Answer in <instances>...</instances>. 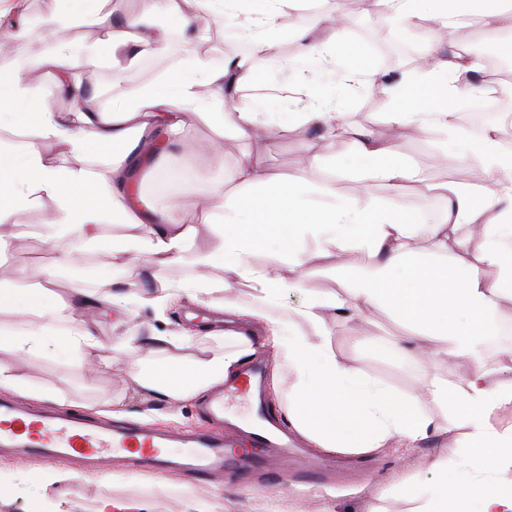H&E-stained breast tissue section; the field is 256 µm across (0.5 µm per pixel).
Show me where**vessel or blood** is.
Instances as JSON below:
<instances>
[{"mask_svg": "<svg viewBox=\"0 0 512 512\" xmlns=\"http://www.w3.org/2000/svg\"><path fill=\"white\" fill-rule=\"evenodd\" d=\"M262 387V369L252 364L212 395L207 404L210 420L223 422L233 405L245 404L261 421L253 429L239 426L227 433L162 430L137 422L112 428L78 415L37 413L19 400L4 401L0 403V446L58 462L122 460L158 470L180 464L202 476L243 466L266 470L273 454L287 452L291 443L260 396Z\"/></svg>", "mask_w": 512, "mask_h": 512, "instance_id": "b4317fda", "label": "vessel or blood"}]
</instances>
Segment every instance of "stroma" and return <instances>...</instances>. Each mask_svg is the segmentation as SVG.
Returning <instances> with one entry per match:
<instances>
[{
	"mask_svg": "<svg viewBox=\"0 0 512 512\" xmlns=\"http://www.w3.org/2000/svg\"><path fill=\"white\" fill-rule=\"evenodd\" d=\"M56 7L55 0H26L24 11L37 29L20 39L21 49L35 48L48 37L75 42L91 38V31L78 27L62 32L50 29L49 20ZM356 18V24L346 33L347 38L372 50L378 68L387 74L409 71L433 39L432 32L422 28L416 17L398 28L376 23L375 12L369 10L357 13ZM472 44L485 45L505 62L512 63L511 25L484 24L463 36L449 32L444 50L452 53ZM389 107L386 91L372 88L358 96L334 138L325 140L320 132L297 126L289 127L274 142L266 141L260 132L248 140L226 138L223 168L232 169L244 153L257 146L263 150L267 165L274 173L294 177L300 173L306 156L346 153L350 147L351 127L367 129L379 139L386 138L388 126L384 114ZM402 152L420 174V182L396 195L381 186L376 192L387 198L392 207L410 216L420 214L427 206L422 194L424 184H467L468 172L480 161L479 155L472 151L463 152L456 161H446L444 137L432 130L423 136L413 134L405 138ZM135 183L141 195L158 206L177 202V216L200 223L196 193L183 191L177 197H170L142 168L135 173ZM128 233V228L112 225L108 230V246H95L77 256L78 263L89 260L97 269L111 270V279L90 280L65 273L56 287L57 294L67 298L78 289L104 288L110 284L134 296L141 294L145 280L131 275L126 267ZM68 246L65 239L54 246L46 243L41 228L35 227L30 217H22L13 241L17 283H27L31 270L55 264ZM398 332L390 312L376 307L364 310L360 325L336 323L332 339L340 354L399 390L412 392L437 376L458 379L470 373V365L449 355L439 356L425 372L417 373L389 354L379 353L376 339L390 340ZM97 334L101 346L94 350V357L112 359L110 366L99 371L83 372L37 354L19 360L24 378L54 395L50 401H30V408L39 413H78L110 426L149 421L181 431H222V424L212 422L204 413L203 399L176 405L139 399L133 393L131 380L124 374L129 356L112 346L110 318H100ZM442 446V441L434 438L406 454L386 450L342 456L327 483L315 488L298 483L288 464L273 478H246L229 471L221 477H201L177 468L155 471L136 467L127 479L118 480L101 467L79 462L68 465L73 473L71 480L39 488L31 483L30 473L49 466V459H22L14 449L0 447V473L15 480L12 491L0 496V512H98L106 501L137 504L146 507L148 512H184L190 502L215 505L221 507L222 512H263L270 502L275 503L279 512H371L376 506L383 512H407L409 504L405 496L388 488L391 476L405 472L420 480L431 479L433 473L427 463L434 460Z\"/></svg>",
	"mask_w": 512,
	"mask_h": 512,
	"instance_id": "obj_1",
	"label": "stroma"
}]
</instances>
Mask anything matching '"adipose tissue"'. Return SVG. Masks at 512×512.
<instances>
[{
    "mask_svg": "<svg viewBox=\"0 0 512 512\" xmlns=\"http://www.w3.org/2000/svg\"><path fill=\"white\" fill-rule=\"evenodd\" d=\"M323 2L140 0L138 13L119 30L111 13L89 16L73 5L58 10L52 24L67 28L88 17L108 29V37L78 45L56 40L0 65V129L32 127L64 157L56 162L33 142L20 152L0 138V315L10 317L0 322V348L94 370L100 363L87 353L99 340L89 312L108 308L123 322L133 317L135 305L148 304L162 316L189 298L227 313L235 326L163 330L143 338L132 328L120 334L117 346L131 351L142 343L154 357L150 363L135 359L127 370L142 399L192 400L223 384L264 346L281 361L272 384L288 387V424L314 447L361 455L448 440L447 454L430 464L432 480L392 477L389 487L406 495L409 512H512V423L497 421L512 410V378L490 383L486 368L490 341H499L501 353L512 358V144L499 137L498 122L476 130L468 124L467 110L491 105L479 84L464 80L478 71V63L460 54L443 59L438 46H431L430 65L386 83L385 122L394 138L381 141L355 127L349 153L312 158L314 166L365 181L368 188L360 195L337 196L330 181L306 174L279 177L259 152L247 153L229 175L205 188L201 213L213 239L194 254L189 248L195 225L133 196V150L147 141L159 146L151 156L158 179L184 186L195 179L191 158L206 156L223 165L224 132L244 139L294 125L335 135L359 89L380 72L373 56L346 37V25L324 13ZM382 2L378 20L391 26L418 16L444 26L475 13L489 21L512 20V0H493L484 10L481 0ZM291 10L300 21L288 29L281 19ZM213 25L235 48L219 62L190 48ZM320 25L326 36H314ZM288 39L301 52L282 65L290 77L284 87L258 60ZM169 57L173 67L155 72L135 99L116 97L105 105L66 72L68 61L78 59L109 70L120 83L138 77L149 61ZM34 70L41 74L36 84L30 79ZM246 87L263 90L262 100L242 96ZM57 99L68 101L67 111L53 108ZM190 124L212 127L217 135L179 139ZM427 130L474 148L483 178L470 187L431 188L429 209L414 219L373 188L397 194L415 182L400 139ZM94 156L101 171L90 165ZM49 200L56 208L44 224L47 239L93 245L104 241L103 225L132 229L133 271L147 276L151 288L134 297L113 288L60 298L54 288L60 268L74 262L69 252L56 266L36 269L33 283L16 287L5 273L15 229L23 214ZM189 254L198 269L195 279L167 283L166 270ZM483 264L497 269L496 282L482 278ZM217 266L224 269L218 283L211 276ZM322 268L344 285L346 298L310 288ZM241 285L256 306L243 307L232 298ZM298 291L306 297L292 318L270 317V308ZM370 307L387 309L405 328L393 347L415 370H423L430 356L446 353L470 364L471 374L456 381L438 377L424 390L403 393L361 370L333 348L331 325L353 321ZM199 335L224 346L176 371L156 366L157 358L190 346Z\"/></svg>",
    "mask_w": 512,
    "mask_h": 512,
    "instance_id": "obj_1",
    "label": "adipose tissue"
}]
</instances>
